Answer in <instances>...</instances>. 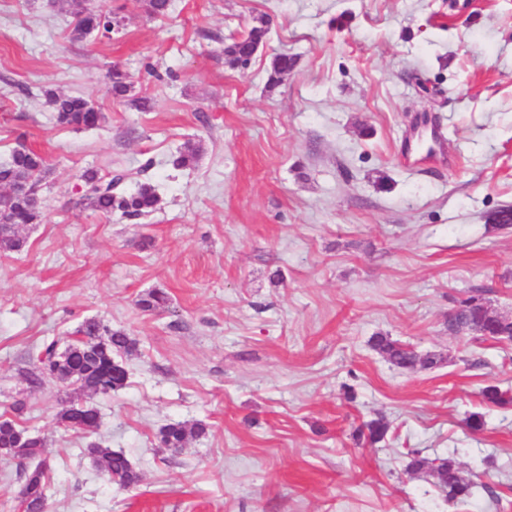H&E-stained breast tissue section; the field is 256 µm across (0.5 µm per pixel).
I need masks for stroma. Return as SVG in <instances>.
Masks as SVG:
<instances>
[{
	"label": "stroma",
	"mask_w": 512,
	"mask_h": 512,
	"mask_svg": "<svg viewBox=\"0 0 512 512\" xmlns=\"http://www.w3.org/2000/svg\"><path fill=\"white\" fill-rule=\"evenodd\" d=\"M119 29L76 38L60 0H0V159H46L43 217L0 255V413L25 401L45 436L46 512H512V344L456 333L477 294L512 315V0H87ZM271 21L244 69L224 39ZM296 66L268 87L273 58ZM120 66L128 97L108 90ZM82 96L93 129L55 122L46 91ZM435 130V158L399 160ZM201 145L194 168L171 155ZM153 184L154 213L85 209L81 175ZM167 293L160 312L136 305ZM136 339L95 434L31 390L43 343L88 318ZM387 336L440 363L388 362ZM481 413L480 431L468 426ZM390 431L371 445L363 422ZM202 422L174 451L163 426ZM140 475L108 484L91 442ZM454 457L476 487L448 500L412 452Z\"/></svg>",
	"instance_id": "stroma-1"
}]
</instances>
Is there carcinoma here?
Returning <instances> with one entry per match:
<instances>
[{"label": "carcinoma", "instance_id": "obj_1", "mask_svg": "<svg viewBox=\"0 0 512 512\" xmlns=\"http://www.w3.org/2000/svg\"><path fill=\"white\" fill-rule=\"evenodd\" d=\"M68 13L74 20V34L82 37L104 30L110 32L119 26V21L102 13L93 12L86 6V0H66ZM269 31V20L246 33L231 38L224 46V60L231 68H245L250 63L249 55L255 44L256 30ZM294 57L287 54L276 56L268 73L267 85L272 88L295 66ZM112 95L124 97L131 90V82L119 68H112L110 75ZM46 105L51 109L56 121L74 129L92 127L103 116L90 102L81 96L46 93ZM200 148L184 145L172 156L171 164L176 169H189L198 161ZM45 171L43 157L34 151L12 152L8 160L0 163V186L5 188L19 181L26 182L32 190H37ZM85 191L80 204L95 212L108 215L118 210L128 218H139L153 213L160 204V197L150 183H142L133 192L120 189L123 177L117 174L103 179L93 171L82 175ZM0 218L5 225L0 227V254L17 252L23 247V239L18 235L20 227L36 224L41 219L39 207L27 197L0 195ZM165 292L153 290L138 301L145 311L162 310L167 306ZM452 326L459 332L473 333L481 338L495 341H512V320L492 311L478 296H470L461 301L454 312ZM77 338L58 349L57 342L43 344L39 352L40 375L32 379L35 387H40L43 379L56 380L72 388L67 405L59 412L58 419L67 427L85 433L95 432L100 425V413L94 405L97 396H106L126 385L128 371L119 358L136 350V341L121 330L104 325L97 318H88L75 331ZM373 346L394 366L415 371L420 367L431 368L441 361L437 355L419 356L409 345L393 340L388 336L373 338ZM482 399L487 404L505 407L512 403V394L497 386L490 385L482 390ZM25 405L17 402L11 407L12 416L0 415V457H17L35 462L24 472L20 507L23 512H45L50 477L49 465L43 457L47 446L45 437L31 433L23 425L22 414ZM206 427L197 423L192 428L181 422L165 425L160 430L161 446L178 450L185 446L188 437H199ZM389 432V425L381 419L364 423L358 429V438L371 444L383 441ZM87 455L100 467L106 480L121 488H129L140 481L126 455L120 451L104 448L93 443L85 448ZM408 468L418 472L428 469L434 477V484L450 500H466L473 496L476 484L463 477L456 462L451 457L429 460L412 452Z\"/></svg>", "mask_w": 512, "mask_h": 512}]
</instances>
